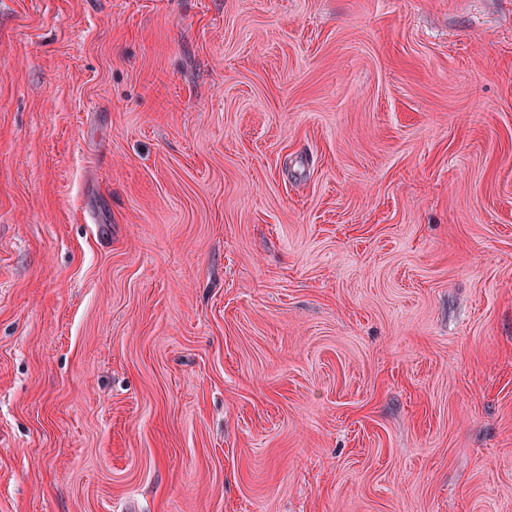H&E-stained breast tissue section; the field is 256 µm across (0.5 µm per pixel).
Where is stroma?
<instances>
[{
	"label": "stroma",
	"mask_w": 512,
	"mask_h": 512,
	"mask_svg": "<svg viewBox=\"0 0 512 512\" xmlns=\"http://www.w3.org/2000/svg\"><path fill=\"white\" fill-rule=\"evenodd\" d=\"M0 512H512V0H0Z\"/></svg>",
	"instance_id": "stroma-1"
}]
</instances>
